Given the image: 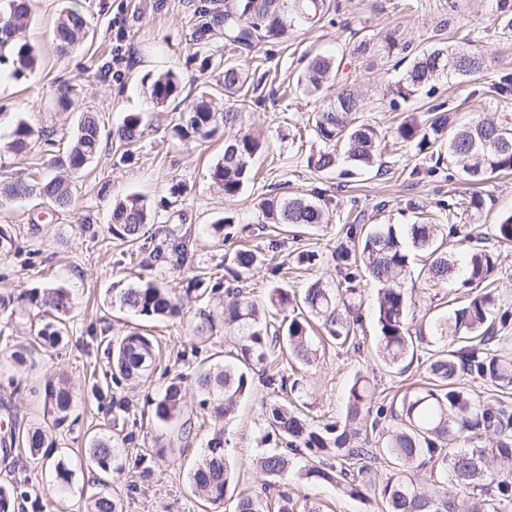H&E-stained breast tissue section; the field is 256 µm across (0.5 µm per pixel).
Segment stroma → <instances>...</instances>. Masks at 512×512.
Wrapping results in <instances>:
<instances>
[{"label": "stroma", "mask_w": 512, "mask_h": 512, "mask_svg": "<svg viewBox=\"0 0 512 512\" xmlns=\"http://www.w3.org/2000/svg\"><path fill=\"white\" fill-rule=\"evenodd\" d=\"M333 4L327 19L314 25L294 22L282 42L258 46L256 52L265 56L266 63L251 74L250 81L258 87L259 103L246 107L242 126L194 142L174 137V104L155 106L142 79L175 71L190 97L208 92L215 107H223V95L213 90L212 72H200L198 62L189 59L188 41L197 26L223 9L224 0H32L19 36L35 47L39 65L23 81L0 80V181L22 172L37 178L58 175V168L49 163L51 154L44 139L49 136L69 144L81 112L96 113L106 131L118 127L127 114H141L143 133L129 160L118 141L103 144L89 174L78 180L72 208L54 210L35 201H9L0 206V224L14 225L17 233L16 251L0 256V290L61 287L73 302L68 337L48 353L35 345L32 312L19 308L0 313V438L42 427L51 430L55 439L47 460L38 462L29 460L25 448L9 454L0 448V486L21 483L25 496L20 504L25 512H83L90 497L99 493L120 500L123 512H224L220 506H202L188 480L212 430L199 415L195 394H188L185 410L193 427L181 441L175 431L151 423L147 400L174 376L192 375L203 362L233 356L235 343L224 327L222 311L229 280L225 268L239 248L252 249L261 259L245 285L253 296L263 297L275 285L298 292L318 279H338L332 254L343 238L344 220L369 226L392 224L400 229L413 222L414 209L420 206L436 211L441 224L481 225L486 248L498 257L493 275L498 303L501 309L512 311V246L498 243L493 229L501 218L512 214V174L484 184L486 207L472 216L458 210L449 215L437 212L439 202L457 198L461 191L459 168L450 163L433 177L414 174L421 157L409 145L386 151L390 170L384 176L349 182L317 173L306 164L307 156L321 147L308 118L322 98L334 94L335 87L326 85L318 97L281 92L296 80L303 54L340 57L344 78L364 100L365 118L387 130L401 119L399 113L382 109V91L395 79L391 62L380 55L358 60L345 57L353 32L374 35L379 41L391 36L425 47L459 42L473 31L490 54L491 67L483 74L441 84L442 97L455 110L458 122H512V96L492 99L479 94L496 75L512 73V35L502 34L490 0H333ZM65 9L87 16L92 37L61 58L53 48L52 30ZM118 50L126 58L119 73L104 72V64ZM62 87L70 90L72 105L67 109L58 102ZM21 117L36 131L32 149L24 155L6 147ZM242 129L259 137L266 150L255 162L261 171L258 179L249 182L238 198L228 200L211 180L210 168L220 158L225 139ZM175 181L185 185V193L177 202L161 205ZM283 192L319 193L335 216L333 223L297 238L276 225L256 224L259 202ZM132 193L147 196L152 205L151 233L187 243L183 264L157 262L145 249L120 244L108 234L107 214L113 200ZM228 215L237 222L223 244H216L209 226ZM306 251L317 254L315 264L300 262V253ZM272 259L282 265L279 275L270 273ZM197 277L203 278L206 288L200 299L186 291ZM144 278L171 289L182 314L150 324L160 359L149 377L132 387L112 376L111 342L134 327L137 319L112 308L110 292ZM203 310L214 315L215 326L211 338L202 344L194 328ZM28 346L34 349L33 366L16 368L11 353ZM358 374L368 377L382 401L427 377L420 359L405 373L396 374L364 349L326 351L293 372L308 393L310 422L322 426L343 420L348 389ZM62 379L74 392L75 419L57 428L45 402V387ZM265 396V389L255 386L225 434L239 478L237 488L244 492L255 490L263 481L254 464L261 451L255 417ZM116 413L125 416V432L132 436L134 450L144 455L149 476L129 465L122 453L114 459L112 476L88 466L86 448L93 439L109 434ZM59 460L73 471L69 485L55 481L54 464ZM287 490L295 500L315 503L319 512H378L377 501L350 499L331 487L293 476Z\"/></svg>", "instance_id": "stroma-1"}]
</instances>
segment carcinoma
Returning a JSON list of instances; mask_svg holds the SVG:
<instances>
[{
	"label": "carcinoma",
	"instance_id": "cac0c4a2",
	"mask_svg": "<svg viewBox=\"0 0 512 512\" xmlns=\"http://www.w3.org/2000/svg\"><path fill=\"white\" fill-rule=\"evenodd\" d=\"M495 16L502 34L512 33V0H495ZM329 10V0H231L216 23L224 25V39L231 45L253 49L260 43L280 41L290 22L316 23ZM28 14L27 0H5L0 14V49L11 58L9 78L19 80L33 73L38 54L33 46L16 40ZM89 35L84 15L67 11L53 30L56 52L65 55ZM393 40L382 45L364 34L349 49L358 58L380 54L393 48ZM491 57L482 49L455 45H435L403 56L392 65L402 69L392 82L384 108L402 112L394 127V138L412 145L424 155L425 166L412 173L434 175L449 159L460 166L462 180L470 185L453 206L478 213L486 200L474 186L495 174L512 170V126L489 120H474L458 125L446 103L435 98L439 83L475 76L486 71ZM341 63L332 57L308 58L297 84L310 95H318L338 76ZM217 82L229 103L215 109L211 101L200 98L179 113L174 132L181 140H207L220 126L241 123L250 91L249 69L237 61L217 65ZM147 95L156 105L176 100L182 93L181 77L167 71L147 77ZM363 111L358 90L346 85L336 96L322 101L312 113V131L322 148L306 158L307 167L319 173H336L342 178L373 172L386 173L383 149L385 134L378 124L356 120ZM142 117L126 115L117 129L124 145L137 142ZM8 148L16 154L31 149L33 126L17 121ZM102 134L90 112L82 113L73 140L57 159L70 176H54L34 181L23 175L0 184L3 200L38 198L55 209L74 203L71 175L84 170L99 154ZM264 149L250 133H240L224 146V154L211 168L213 183L224 197L234 198L251 179L252 163ZM263 224L304 226L308 229L329 224L333 215L317 196L275 195L259 204ZM151 205L141 195L131 194L116 201L108 218L107 230L113 239L133 245L145 235L150 223ZM348 244L336 249L341 273L336 282L317 280L296 295L272 287L262 300L244 292L238 284L249 279L257 261L250 250H239L230 259L228 272L237 283L227 288L224 301V326L237 345L233 361L218 362L196 371L191 386L198 405L214 420V427L200 458L189 470L195 496L207 504H222L235 492V473L224 448L226 427L234 419L239 404L253 391L254 380L269 390L260 407V440L282 447L270 448L255 459L265 476L260 491L236 496L235 512H299L298 502L285 492L272 489L287 480L294 468L293 456L307 455L299 467L306 481L328 483L350 498L367 497L368 486L360 472L385 463L390 470L373 484L384 512H512V476L489 465L491 461L512 464V406L502 399L472 396L464 381L481 380L497 392L512 390V351L490 344L497 334L508 329L512 312L498 308L494 290L482 287L496 269V258L484 248L480 226L457 239V230L422 220L406 225L399 232L392 224H344ZM497 241L512 245V215L494 227ZM16 248V237L8 224H0V255ZM155 260L176 258L184 262L187 244L163 241L152 249ZM422 262L419 274L433 286L460 274V287L477 290L445 315L417 320L411 308L412 295L405 287V276L412 258ZM378 287L375 310L377 335L374 350L388 368L408 370L419 351L427 354L428 381L411 386L402 395L376 408L370 417L372 388L366 377L355 376L349 389L344 423L313 427L308 419L288 406L279 396L287 392L289 362L310 363L320 348L334 345L360 347L363 330L360 283ZM111 304L141 320L176 318L180 306L175 297L153 280H140L111 297ZM18 307L36 309L47 319L36 332L40 345L55 347L64 339L65 318L71 302L62 288H30L15 293H0V310ZM292 309L287 320H277L278 312ZM156 346L147 333L131 330L112 342V373L135 386L153 368ZM45 399L54 417V427L63 426L73 410V395L67 382L45 388ZM186 404L183 375H176L157 398L150 400L156 422L168 424L182 418ZM484 438L487 443L477 444ZM48 443L41 427L21 434V444L30 458L38 459ZM112 439L97 438L88 448L91 469L112 472ZM88 512H123L120 502L98 497Z\"/></svg>",
	"mask_w": 512,
	"mask_h": 512
}]
</instances>
